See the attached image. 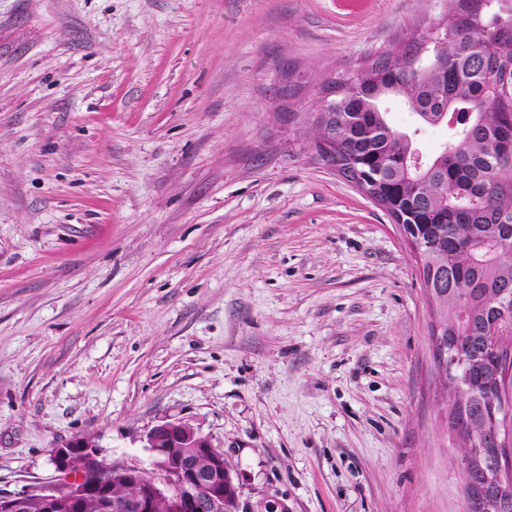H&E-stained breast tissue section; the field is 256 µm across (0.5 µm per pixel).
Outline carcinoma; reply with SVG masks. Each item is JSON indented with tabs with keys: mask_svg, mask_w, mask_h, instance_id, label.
I'll list each match as a JSON object with an SVG mask.
<instances>
[{
	"mask_svg": "<svg viewBox=\"0 0 512 512\" xmlns=\"http://www.w3.org/2000/svg\"><path fill=\"white\" fill-rule=\"evenodd\" d=\"M418 51L402 48L368 69L337 82L336 111L325 124L308 122L307 140H336L337 174L354 168L391 207L415 226L419 279L433 290L430 303L439 335L459 338L464 358L460 381L441 385L450 401L449 421L483 424L490 418L485 387L495 373L485 338L492 329L497 288L512 284V159L498 152L512 137L511 103L485 109L482 99L503 70H512V6L504 0H450L438 53L442 68L417 79ZM404 98L423 122L449 123L454 136L419 174L409 137L394 129L374 94Z\"/></svg>",
	"mask_w": 512,
	"mask_h": 512,
	"instance_id": "obj_1",
	"label": "carcinoma"
}]
</instances>
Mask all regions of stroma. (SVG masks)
I'll return each instance as SVG.
<instances>
[{
  "label": "stroma",
  "mask_w": 512,
  "mask_h": 512,
  "mask_svg": "<svg viewBox=\"0 0 512 512\" xmlns=\"http://www.w3.org/2000/svg\"><path fill=\"white\" fill-rule=\"evenodd\" d=\"M449 0H0V492L206 435L243 512H466L396 224L309 150ZM432 159L447 125L399 97Z\"/></svg>",
  "instance_id": "stroma-1"
}]
</instances>
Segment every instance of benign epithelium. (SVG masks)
Segmentation results:
<instances>
[{"label":"benign epithelium","mask_w":512,"mask_h":512,"mask_svg":"<svg viewBox=\"0 0 512 512\" xmlns=\"http://www.w3.org/2000/svg\"><path fill=\"white\" fill-rule=\"evenodd\" d=\"M512 100V72L500 74L496 100ZM497 320L492 329L493 353L497 372L489 393L491 420L476 433L457 427L468 442L474 443L461 459L466 467L476 468L482 482L466 496L467 512H512V449L497 453L492 465L485 462L484 447L491 442L501 447L504 435L512 431V418L502 417L498 400L512 393V304L495 308ZM148 464H111L101 469L98 447L85 438H75L51 452L56 476L18 494H0L3 512H26L30 500L39 502L43 512H81L86 496L100 493L103 508L112 512H154L163 499L168 512H239L240 487L224 454L209 438L186 422L173 421L155 426L146 436ZM132 483L141 492L128 501L109 499L107 489Z\"/></svg>","instance_id":"7a95c632"}]
</instances>
